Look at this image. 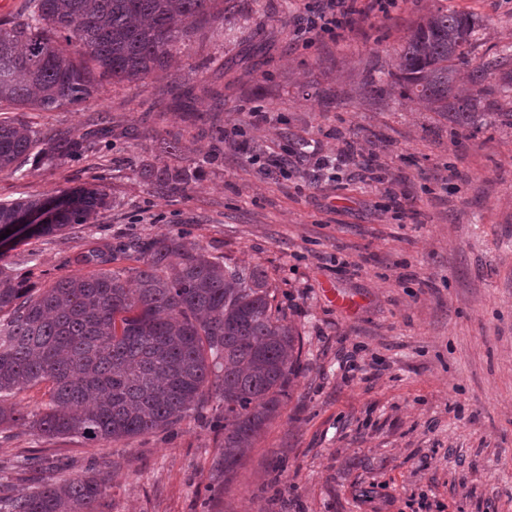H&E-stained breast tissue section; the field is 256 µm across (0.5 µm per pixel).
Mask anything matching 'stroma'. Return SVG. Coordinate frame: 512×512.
I'll return each mask as SVG.
<instances>
[{
    "label": "stroma",
    "instance_id": "1",
    "mask_svg": "<svg viewBox=\"0 0 512 512\" xmlns=\"http://www.w3.org/2000/svg\"><path fill=\"white\" fill-rule=\"evenodd\" d=\"M313 0H225L222 20L181 47L173 76L107 86L75 109L26 111L34 129L83 134L95 113L112 132L85 158L0 173V202L91 184L113 202L97 223L22 238L0 265L36 287L87 273L91 244L166 232L228 262L262 264L301 335L292 396L232 474L209 420L112 442L0 427V482L18 453L68 475L105 472L104 512H512V125L461 130L393 88L405 35L439 7L471 16L472 65L512 49V0H400L340 42L304 44ZM375 80L380 93L364 90ZM266 122L250 126L255 110ZM244 127L219 142L216 130ZM181 133V148L166 149ZM358 150L338 181L305 154ZM290 151L291 179L255 152ZM382 166L391 192L364 181ZM185 169L182 193L146 170Z\"/></svg>",
    "mask_w": 512,
    "mask_h": 512
}]
</instances>
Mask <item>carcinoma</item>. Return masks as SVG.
<instances>
[{
  "instance_id": "cac0c4a2",
  "label": "carcinoma",
  "mask_w": 512,
  "mask_h": 512,
  "mask_svg": "<svg viewBox=\"0 0 512 512\" xmlns=\"http://www.w3.org/2000/svg\"><path fill=\"white\" fill-rule=\"evenodd\" d=\"M221 0H25L0 21V104L54 112L77 108L104 83L143 82L170 73L173 50L224 15ZM474 20L436 9L411 28L393 83L402 94L443 112L454 126L512 121V112H475L477 93L495 65L473 67L474 92L457 86L456 63L468 61ZM70 130L38 132L19 118L0 119V173H21L81 156ZM163 192L186 178L147 172ZM49 198L0 203V231L39 214ZM110 208L104 189L64 193L50 222L31 231L51 237L92 224ZM128 252L136 267L114 269ZM86 274L62 276L39 294L0 267V424L31 421L47 436L118 441L168 430L210 411L224 430V474L233 472L279 414L303 373L300 335L275 305L265 268L231 265L180 234H161L111 253L91 249ZM51 384L44 411L32 416L5 398ZM16 467L38 472L29 492L0 495V512H100L107 478L62 479V466L20 455Z\"/></svg>"
}]
</instances>
